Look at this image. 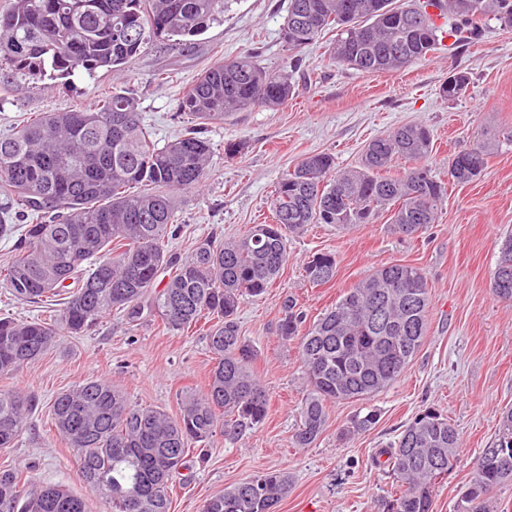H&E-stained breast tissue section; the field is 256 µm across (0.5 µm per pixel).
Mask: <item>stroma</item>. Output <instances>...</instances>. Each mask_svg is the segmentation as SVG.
Segmentation results:
<instances>
[{"label":"stroma","instance_id":"stroma-1","mask_svg":"<svg viewBox=\"0 0 512 512\" xmlns=\"http://www.w3.org/2000/svg\"><path fill=\"white\" fill-rule=\"evenodd\" d=\"M287 12L288 0H232L223 22L196 36L191 48L152 39L123 73L78 72L1 91L0 135L11 133L26 113L88 107L115 91L136 98L156 144L165 145L188 127L177 100L204 69L252 51L266 70H282L288 49L280 30ZM332 39L325 34L303 52L293 72L297 90L284 105L237 111L210 126L214 150L205 181L174 195L181 231L169 251L178 259L188 258L206 236L228 239L271 223L278 181L307 155L328 153L337 168H351L374 138L419 123L432 136L426 163L444 179L453 156L477 140L495 137L499 146L476 180L449 185L436 223L417 237L393 234L383 210L370 224L349 230L312 224L290 238L288 262L273 288L244 300L238 313L241 334L257 351L254 368L270 396L268 416L237 440H226L219 429L209 443L192 445L189 476L176 478L170 512H200L206 498L267 470L293 478L278 512H376L378 499L392 489L386 468L375 462L377 452L427 407L446 413L461 436L459 459L434 496V512H454L475 460L495 436L499 409L512 405V305L498 302L491 288L501 238L512 232V141L503 137L512 131V29L491 20L467 49L443 47L407 69L376 74L330 61ZM458 71L469 76L468 89L458 99H444L440 87ZM228 141L246 148L226 157ZM318 251L335 253L336 275L317 286L303 266ZM395 263L416 265L429 280L432 302L420 350L377 396L330 404L319 439L298 447L305 380L297 342L277 336L284 300L294 298L313 321L373 270ZM206 329L200 323L170 332L152 315L133 322L115 311L88 335L60 336L39 360L0 380L2 390L36 396L17 443L0 450V464L85 494L75 452L51 425L54 396L101 378L134 404L179 416L184 397L205 391L214 365ZM372 409L375 425L342 436L356 413Z\"/></svg>","mask_w":512,"mask_h":512}]
</instances>
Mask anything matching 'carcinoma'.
I'll return each mask as SVG.
<instances>
[{
  "label": "carcinoma",
  "mask_w": 512,
  "mask_h": 512,
  "mask_svg": "<svg viewBox=\"0 0 512 512\" xmlns=\"http://www.w3.org/2000/svg\"><path fill=\"white\" fill-rule=\"evenodd\" d=\"M439 13L409 21L420 0H288L281 38L296 67L297 54L330 31V57L361 73L406 68L443 42L469 47L483 24L512 29V0H437ZM229 0H12L0 11V86L37 82L77 69L92 76L121 73L148 39H185L224 20ZM295 86L288 70L271 73L253 53L198 75L178 108L193 127L159 148L141 120L137 101L118 92L91 107L34 112L0 137V195L17 205L24 225L11 261L0 268L17 301L66 295L49 322L0 318V378L8 379L46 354L62 334L82 336L106 314L135 319L149 310L171 331L213 317L207 339L214 366L206 390L188 397L176 418L129 403L111 382L87 379L52 401L55 431L76 453L89 491L102 512H170L174 477L187 468L190 445L207 442L219 421L224 438L237 439L266 420L269 393L254 371L255 348L241 336L240 300L259 297L288 259V238L309 224L351 229L390 212V231L413 237L435 223L447 196L445 183L424 163L431 134L420 124L373 139L359 166L336 170L328 153L305 157L278 182L270 208L274 223L243 235L201 239L190 257L172 260L166 243L179 220L172 191L200 185L212 153L209 126L234 111L273 108ZM498 143L480 140L468 157L454 156L448 174L467 184L484 171ZM413 165L392 174L396 158ZM141 184L147 190L130 191ZM175 274L153 291L159 272ZM512 273V236L503 241L493 278ZM308 281L330 282L336 256L317 252L304 264ZM74 287L65 292L66 281ZM431 305L422 268L391 264L374 270L312 324L292 299L284 301L277 332L300 339L306 394L295 442L310 447L327 422V406L365 400L404 373L427 334ZM34 398L0 391V449L12 448L26 426ZM373 411L355 415L346 432L375 424ZM494 447L483 450L454 512H495V494L512 483V406L499 412ZM460 448L448 416L426 408L409 421L379 456L396 483L378 512H433L437 480ZM292 479L284 471L260 472L207 498L201 512H274ZM0 512H89L87 501L62 486L39 485L9 466L0 467Z\"/></svg>",
  "instance_id": "carcinoma-1"
}]
</instances>
